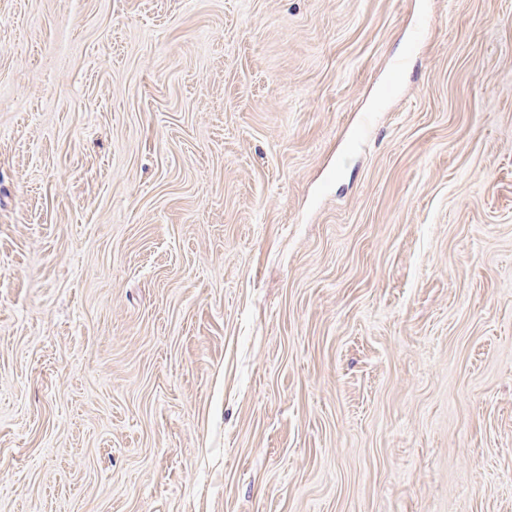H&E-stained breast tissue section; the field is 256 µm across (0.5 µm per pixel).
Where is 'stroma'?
Here are the masks:
<instances>
[{
    "label": "stroma",
    "instance_id": "35a3bbf8",
    "mask_svg": "<svg viewBox=\"0 0 512 512\" xmlns=\"http://www.w3.org/2000/svg\"><path fill=\"white\" fill-rule=\"evenodd\" d=\"M0 512H512V0H0Z\"/></svg>",
    "mask_w": 512,
    "mask_h": 512
}]
</instances>
